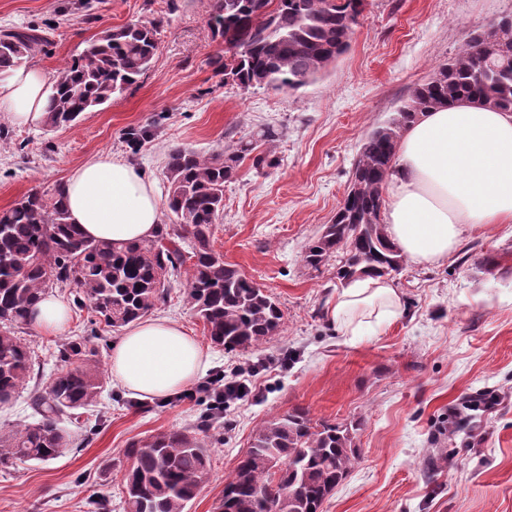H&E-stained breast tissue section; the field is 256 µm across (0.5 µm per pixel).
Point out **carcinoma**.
<instances>
[{
    "mask_svg": "<svg viewBox=\"0 0 512 512\" xmlns=\"http://www.w3.org/2000/svg\"><path fill=\"white\" fill-rule=\"evenodd\" d=\"M365 2L215 0L209 24L228 46L217 73L244 89L302 88L348 50ZM159 28L156 20L131 21L87 40L50 79L47 125L74 123L135 84L151 67ZM45 42L34 28L0 35V75L25 65ZM460 100L512 110V61L484 29L471 34L455 57L435 68L365 139L353 165L350 199L305 246L306 267L317 271L340 252L336 277L345 283L389 278L403 268L406 257L381 222L383 185L407 126L429 108ZM254 150L250 140L208 158L187 147L172 148L166 163L172 224L160 225L152 239L120 248L80 234L67 220L58 187L49 196L31 191L0 210V406L16 399L37 364L35 350L15 336V329L30 325L32 308L53 288L75 286L77 302L89 303L106 326L118 330L164 302L170 278L189 260L187 301L214 344L246 351L277 334L283 319L278 303L213 247L224 184ZM89 354L81 342L58 345L65 366L30 393L38 419L0 434L1 468L47 462L75 443L64 419H78L79 410L97 402L106 384ZM204 429H173L127 445L125 512H186L209 479ZM356 431L352 423L315 422L301 408L267 420L224 485L219 512H322L358 458ZM260 497L267 504L263 511L257 509Z\"/></svg>",
    "mask_w": 512,
    "mask_h": 512,
    "instance_id": "carcinoma-1",
    "label": "carcinoma"
}]
</instances>
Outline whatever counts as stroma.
I'll list each match as a JSON object with an SVG mask.
<instances>
[{
	"mask_svg": "<svg viewBox=\"0 0 512 512\" xmlns=\"http://www.w3.org/2000/svg\"><path fill=\"white\" fill-rule=\"evenodd\" d=\"M214 0H0V32L48 30L30 64L53 75L103 28L161 20L160 49L138 82L74 125L13 126L0 117V209L32 190L52 193L93 154L132 160L160 196L175 146L207 157L254 140L269 159H244L224 189L213 245L279 303L276 336L248 351L213 346L209 376L255 366L257 398L212 411L197 388L165 402L128 396L107 381L97 403L69 429L76 442L54 460L0 472V512H123L121 479L131 441L209 420V479L188 512H218L256 429L296 407L313 420L360 422V458L324 512H512V224L464 234L448 259L406 263L392 282L405 312L351 336L326 309L343 287L338 258L305 267L306 244L331 223L365 138L411 90L453 58L470 34L512 15V0H367L350 47L313 83L295 91L242 89L216 73L224 44L209 19ZM147 139L131 152L128 130ZM272 130L263 139L264 130ZM495 257L482 267L484 257ZM71 309L68 328L24 337L45 386L56 348L84 343L100 367L120 334L90 307Z\"/></svg>",
	"mask_w": 512,
	"mask_h": 512,
	"instance_id": "1",
	"label": "stroma"
}]
</instances>
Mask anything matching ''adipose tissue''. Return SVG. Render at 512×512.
I'll use <instances>...</instances> for the list:
<instances>
[{"instance_id": "obj_1", "label": "adipose tissue", "mask_w": 512, "mask_h": 512, "mask_svg": "<svg viewBox=\"0 0 512 512\" xmlns=\"http://www.w3.org/2000/svg\"><path fill=\"white\" fill-rule=\"evenodd\" d=\"M49 94L41 68L11 70L0 79V113L15 126H39ZM387 185L383 222L416 264L447 259L468 229L512 224V112L462 102L423 113L402 134ZM61 189L69 222L86 237L122 246L152 238L159 228L155 186L132 162L112 154H95L73 168ZM369 310L382 323L401 314L390 281H351L327 315L347 332ZM109 361L132 396L155 401L193 384L212 355L178 322L148 317L127 326Z\"/></svg>"}]
</instances>
